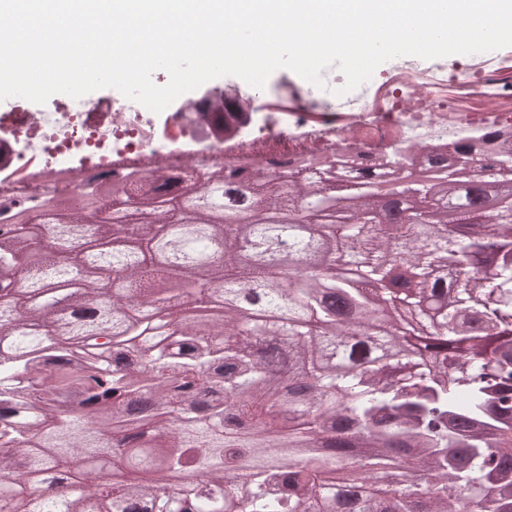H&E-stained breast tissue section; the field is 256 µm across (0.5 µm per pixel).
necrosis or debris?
Masks as SVG:
<instances>
[{
  "label": "necrosis or debris",
  "instance_id": "necrosis-or-debris-1",
  "mask_svg": "<svg viewBox=\"0 0 512 512\" xmlns=\"http://www.w3.org/2000/svg\"><path fill=\"white\" fill-rule=\"evenodd\" d=\"M506 67L503 60L470 64L466 78L458 79L412 62L394 66L374 91L337 104L347 119L342 127H314L310 100L289 94L272 108L266 95L235 86H216L181 103L159 136L152 118L121 95L70 98L53 112L18 102L0 118V197L33 207L47 195L68 203L80 189L125 173L161 179L177 172L200 185L214 168L239 162L269 167L276 186L299 179L295 155H335L365 130L386 154L396 148V130L418 140L440 134L452 141L511 129ZM74 153L79 165L65 167L64 157Z\"/></svg>",
  "mask_w": 512,
  "mask_h": 512
}]
</instances>
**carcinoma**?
<instances>
[{
    "instance_id": "cac0c4a2",
    "label": "carcinoma",
    "mask_w": 512,
    "mask_h": 512,
    "mask_svg": "<svg viewBox=\"0 0 512 512\" xmlns=\"http://www.w3.org/2000/svg\"><path fill=\"white\" fill-rule=\"evenodd\" d=\"M500 137L473 143L512 175ZM252 184L251 224L173 197L150 224L93 225L72 262L73 240L6 225L0 356L43 401L0 398V512H512V219L463 205L431 226L437 195L400 177L435 207L374 224L362 182L350 222L323 224L327 183ZM298 208L316 221L267 222ZM285 243L325 274L284 278ZM217 282L224 316H170Z\"/></svg>"
}]
</instances>
